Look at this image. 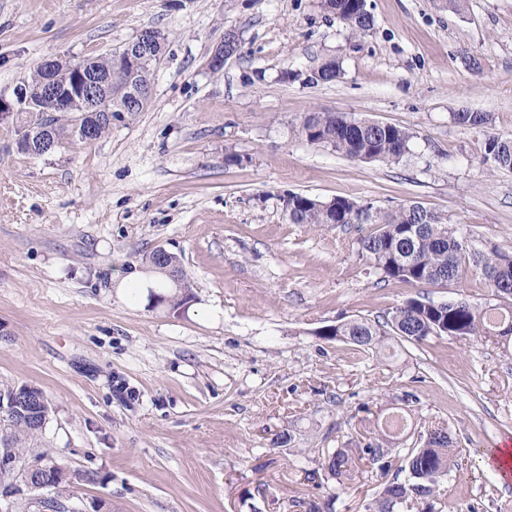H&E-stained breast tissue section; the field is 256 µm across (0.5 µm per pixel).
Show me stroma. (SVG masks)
<instances>
[{"mask_svg": "<svg viewBox=\"0 0 512 512\" xmlns=\"http://www.w3.org/2000/svg\"><path fill=\"white\" fill-rule=\"evenodd\" d=\"M366 8L354 37L320 0H0L8 98L45 58L167 36L149 106L107 137L32 157L0 129V381L46 396L30 450L76 475L71 512H366L394 470L340 484L323 459L408 394L412 437L443 426L457 443L447 512H512V481L485 465L512 447V346L441 336L376 353L319 336L410 297L483 302V282H378L357 228L292 224L283 204L418 202L512 255V171L484 160L489 135L512 136V0ZM230 29L239 50L211 72ZM331 56L340 78L309 83ZM314 111L405 128L412 152L348 159L299 134ZM462 111L492 123L459 125ZM159 248L179 259L181 307L120 288Z\"/></svg>", "mask_w": 512, "mask_h": 512, "instance_id": "obj_1", "label": "stroma"}]
</instances>
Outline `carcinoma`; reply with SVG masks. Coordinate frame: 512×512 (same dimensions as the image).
I'll list each match as a JSON object with an SVG mask.
<instances>
[{"label": "carcinoma", "instance_id": "carcinoma-1", "mask_svg": "<svg viewBox=\"0 0 512 512\" xmlns=\"http://www.w3.org/2000/svg\"><path fill=\"white\" fill-rule=\"evenodd\" d=\"M322 7L336 15L355 34L368 31L373 23L364 12L363 0H322ZM65 78L73 77L72 67L86 72L102 71L106 60L85 58L63 60ZM152 63L144 59L132 67H112V109L126 111L131 120L148 107L152 93L137 105L128 104L132 93L151 81ZM340 76L336 58H327L313 75V83H327ZM455 123L486 127L492 118L487 112H456ZM59 139L70 145H84V137L74 130L73 118L60 112L52 118ZM299 132L307 141L324 144L354 160L383 161L397 164L410 151L413 138L408 130L388 124H366L364 120L339 112H310L300 124ZM485 161L499 169L512 170V137L491 135L486 142ZM285 212L292 224L323 226L334 224H368L370 230L357 241L358 254L382 282L411 285L448 286L467 275L479 277L492 293L482 304L466 299L434 302L409 298L382 316L371 320L357 317L341 321L321 330L319 336L328 341H342L359 351H374L394 337L410 343H421L431 336L456 339L470 337H512V257L494 251H483L447 223L426 221L428 209L420 203L383 211L370 203L336 196L320 199L303 194H288L283 199ZM408 409L397 407L378 422V433L365 438L359 452L369 464L381 470L400 460L404 479L385 484L369 506V512H400L411 508L416 512H443L439 499L440 485L455 466V442L448 429L437 427L427 431L423 440L403 447V436L409 428ZM13 448L24 456L27 444L42 431L25 417L0 419ZM351 449L338 448L323 464L337 481L349 476Z\"/></svg>", "mask_w": 512, "mask_h": 512}]
</instances>
